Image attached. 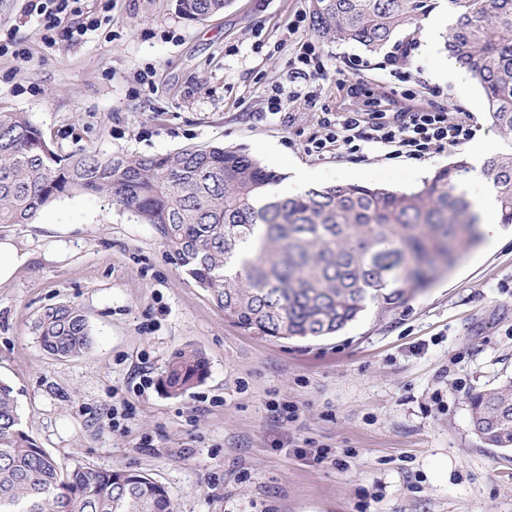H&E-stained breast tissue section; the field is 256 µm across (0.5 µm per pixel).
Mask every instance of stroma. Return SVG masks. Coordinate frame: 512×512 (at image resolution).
Here are the masks:
<instances>
[{
  "label": "stroma",
  "instance_id": "stroma-1",
  "mask_svg": "<svg viewBox=\"0 0 512 512\" xmlns=\"http://www.w3.org/2000/svg\"><path fill=\"white\" fill-rule=\"evenodd\" d=\"M310 0H233L196 22L176 0H74L47 30L26 0H0V111L24 112L62 155L152 156L184 147L242 150L311 187H413L467 156L421 160L307 152L339 112H414L495 127L469 75L450 79L445 37L457 17L439 0L435 29H405L383 50L322 37ZM312 43L326 79L290 61ZM404 54L401 69L390 64ZM279 97V114L266 103ZM66 228L59 252L50 225ZM477 242L424 290L376 306L335 336L250 335L184 274L152 225L111 199L64 195L34 223L0 227L30 253L0 284V381L25 425L63 467L130 468L162 484L178 512H512V450L475 434L469 396L512 381V228ZM82 308L93 347L45 353L32 331L43 309ZM192 345L203 382L175 397L159 384ZM297 405L295 417L271 412ZM327 448L316 462L311 451Z\"/></svg>",
  "mask_w": 512,
  "mask_h": 512
}]
</instances>
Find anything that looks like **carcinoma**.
Returning a JSON list of instances; mask_svg holds the SVG:
<instances>
[{"instance_id": "carcinoma-1", "label": "carcinoma", "mask_w": 512, "mask_h": 512, "mask_svg": "<svg viewBox=\"0 0 512 512\" xmlns=\"http://www.w3.org/2000/svg\"><path fill=\"white\" fill-rule=\"evenodd\" d=\"M231 0H177L203 21ZM458 15L445 48L484 90L489 117L512 131V0H444ZM433 0H311L315 30L381 51L419 26ZM459 158L407 190L339 184L270 198L281 180L239 149L188 146L154 156H62L24 112H0V225L29 224L51 201L75 192L104 195L152 225L176 264L253 336H331L374 304L388 308L452 268L480 240L473 203L459 190ZM484 171L512 224V154ZM41 349L75 358L91 349L85 313L62 304L37 315ZM203 351L174 352L161 384L179 396L203 382ZM475 433L512 449V382L469 397ZM0 512H177L167 490L127 469H63L23 424L13 389L0 383Z\"/></svg>"}]
</instances>
